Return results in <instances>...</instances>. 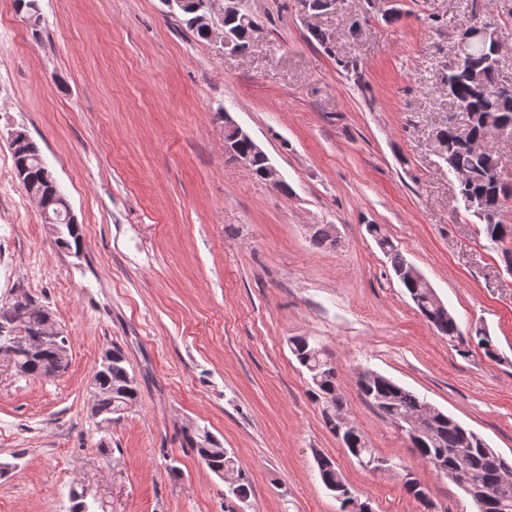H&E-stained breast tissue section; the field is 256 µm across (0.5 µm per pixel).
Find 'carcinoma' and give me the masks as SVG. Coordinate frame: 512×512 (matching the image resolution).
I'll return each instance as SVG.
<instances>
[{
    "label": "carcinoma",
    "instance_id": "cac0c4a2",
    "mask_svg": "<svg viewBox=\"0 0 512 512\" xmlns=\"http://www.w3.org/2000/svg\"><path fill=\"white\" fill-rule=\"evenodd\" d=\"M208 0H174L182 16V23L201 40L209 39L212 19L207 17ZM304 13L319 16L336 10L339 0H299ZM225 48L234 53L246 52L258 27L252 13L238 0L234 13L222 18ZM499 45L488 35L465 48L458 49L456 56L439 77V85L448 99L464 116L461 125L448 124L436 128L433 145L439 157L453 172L464 173L457 183V194L466 210L485 221L483 233L495 245L503 263L512 267V225L495 220L503 202L512 196V184L505 177V164L501 155L491 147H480L487 131L496 127L512 137V84L500 77L497 50ZM18 146L11 150L14 168L25 172L24 189L39 199L43 221L59 223L66 213L67 199L57 182H49L44 176L45 164L37 144L26 131H17ZM237 151L252 156L251 174L261 173L270 164L265 153L253 151L251 142L235 141ZM369 235L387 256L392 271L405 293L415 305V310L438 334L448 339V345L463 357H469L473 349L483 351L490 360H500V354L492 337L481 327L463 331L448 308L426 281L409 275L411 262L393 245L389 236L378 224L367 225ZM56 323L52 312L35 300H0V348L15 346L16 361L29 376L43 378L60 371L68 364L61 350H70V341L52 339L51 325ZM290 350L305 371L311 385V393L326 405L324 422L347 452L356 459L374 455L369 442L359 428L351 424L340 428L344 400L336 380L333 358L318 344L305 336L289 339ZM357 388L361 397L385 418L393 423L406 416L424 413L431 422L429 434L421 437L414 447L417 457L441 477L447 478L460 489L465 484L486 480L497 472L507 480L500 483L496 500L485 506V512H512V463L504 457L496 458L497 465L490 464L492 452L485 440L471 429L441 411L417 393L401 386L391 378L365 369L358 373ZM95 418L99 423L110 424L123 414L128 404L138 396V383L129 366L124 350L112 346V360L99 368L96 387ZM182 444L192 449L207 468L220 475L234 467L235 460L222 448L220 441L204 428L181 429ZM455 448H467L470 453L463 459L453 457ZM320 479L341 504V512H349L347 503L354 500L353 491L346 482L335 461L317 456ZM406 492L422 504L429 503L426 488L411 472L402 476Z\"/></svg>",
    "mask_w": 512,
    "mask_h": 512
}]
</instances>
